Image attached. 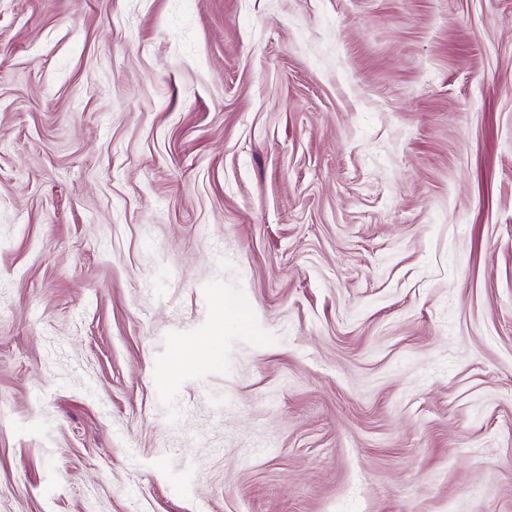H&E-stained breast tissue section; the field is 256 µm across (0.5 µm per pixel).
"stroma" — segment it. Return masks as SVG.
<instances>
[{"label": "stroma", "instance_id": "35a3bbf8", "mask_svg": "<svg viewBox=\"0 0 512 512\" xmlns=\"http://www.w3.org/2000/svg\"><path fill=\"white\" fill-rule=\"evenodd\" d=\"M0 512H512V0H0Z\"/></svg>", "mask_w": 512, "mask_h": 512}]
</instances>
